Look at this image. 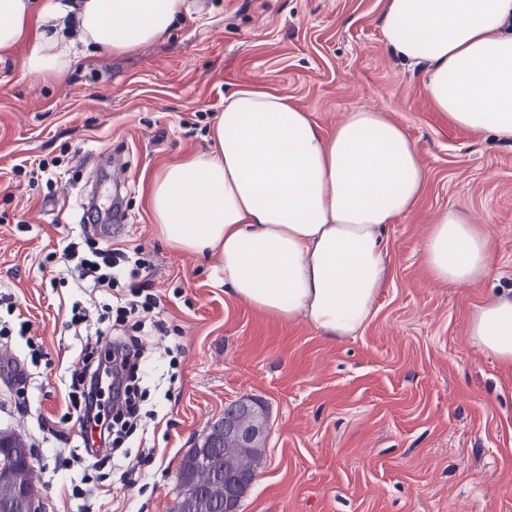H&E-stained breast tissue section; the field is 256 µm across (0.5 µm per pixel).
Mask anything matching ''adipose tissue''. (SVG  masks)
<instances>
[{
  "instance_id": "ef3b65f1",
  "label": "adipose tissue",
  "mask_w": 512,
  "mask_h": 512,
  "mask_svg": "<svg viewBox=\"0 0 512 512\" xmlns=\"http://www.w3.org/2000/svg\"><path fill=\"white\" fill-rule=\"evenodd\" d=\"M201 0H0V54L24 40L27 72L63 77L75 41L125 53L166 35ZM77 30L78 40L68 39ZM385 42L423 69V91L449 121L512 142V0H388ZM210 151L156 175L150 208L161 234L192 253L221 252L224 284L278 318L303 316L327 338L369 319L385 275L383 236L423 193L413 142L383 113H348L333 134L288 96L245 86L224 100ZM435 279L477 283L492 241L443 212L422 245ZM476 343L512 366V293L478 307Z\"/></svg>"
}]
</instances>
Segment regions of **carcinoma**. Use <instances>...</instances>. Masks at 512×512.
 Wrapping results in <instances>:
<instances>
[{
	"mask_svg": "<svg viewBox=\"0 0 512 512\" xmlns=\"http://www.w3.org/2000/svg\"><path fill=\"white\" fill-rule=\"evenodd\" d=\"M213 449L206 455V471L198 468V450L191 449L183 458L179 485L181 496L178 506L184 512H222L224 507V469H255L263 456V451L232 450L224 452V425L218 422L209 432ZM27 441L15 432H0V450H4L6 463L0 467V512H24L21 504L5 505L7 494L14 488L25 490L30 499L36 498L32 475L33 470L26 465Z\"/></svg>",
	"mask_w": 512,
	"mask_h": 512,
	"instance_id": "carcinoma-1",
	"label": "carcinoma"
}]
</instances>
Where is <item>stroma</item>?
Instances as JSON below:
<instances>
[{"instance_id": "35a3bbf8", "label": "stroma", "mask_w": 512, "mask_h": 512, "mask_svg": "<svg viewBox=\"0 0 512 512\" xmlns=\"http://www.w3.org/2000/svg\"><path fill=\"white\" fill-rule=\"evenodd\" d=\"M384 10L385 0H206L133 51L81 49L60 80L27 74L29 42L0 57V292L30 324L0 345V430L31 446L43 512L96 501L41 425L66 410L62 381L82 342L66 323L83 294L45 257L83 235L90 188L109 208L111 185L95 173L112 152L125 166L130 221L113 226L111 243L145 249L168 327L145 369L157 414L148 487H118L112 512H172L184 455L239 398L262 400L269 415L241 512H512V366L469 334L473 311L512 291V143L431 107L419 67L384 41ZM262 83L327 135L347 113H385L426 173L415 207L385 231L386 276L356 335L331 341L303 317L254 309L227 291L220 252L175 249L153 221V177L208 150L225 97ZM55 157L59 167L38 179L11 172ZM451 209L492 239V267L472 287L436 281L424 262L431 225ZM19 360L34 375L22 409L7 377ZM171 368L168 397L157 384Z\"/></svg>"}]
</instances>
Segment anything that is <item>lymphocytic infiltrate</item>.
<instances>
[{"label": "lymphocytic infiltrate", "instance_id": "1", "mask_svg": "<svg viewBox=\"0 0 512 512\" xmlns=\"http://www.w3.org/2000/svg\"><path fill=\"white\" fill-rule=\"evenodd\" d=\"M58 258L86 296L85 301L73 303L69 321L84 331L86 340L61 418L62 423H74L77 441L62 463L72 467L90 460L106 462L128 485L153 454L149 448L133 454L126 446L134 435L148 433L141 412L147 394L146 340L162 327L153 315L157 298L140 281L150 262L142 246L114 248L88 237L67 240ZM100 293L109 294L111 300L95 315L86 302Z\"/></svg>", "mask_w": 512, "mask_h": 512}]
</instances>
